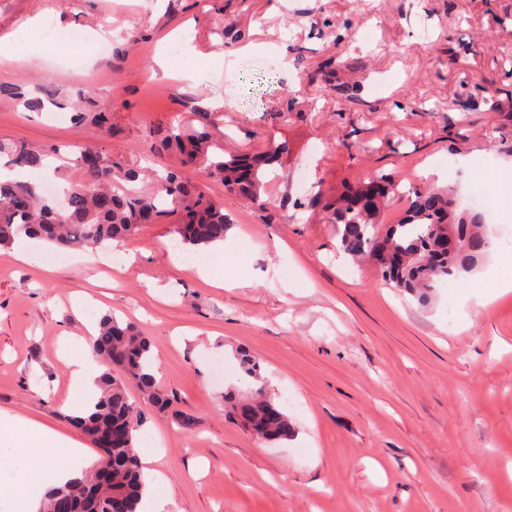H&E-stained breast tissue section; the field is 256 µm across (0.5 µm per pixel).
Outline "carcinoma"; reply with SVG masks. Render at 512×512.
Returning <instances> with one entry per match:
<instances>
[{"instance_id":"carcinoma-1","label":"carcinoma","mask_w":512,"mask_h":512,"mask_svg":"<svg viewBox=\"0 0 512 512\" xmlns=\"http://www.w3.org/2000/svg\"><path fill=\"white\" fill-rule=\"evenodd\" d=\"M150 149L157 154L174 151L185 167H198L206 178L218 181L228 193L252 203L265 204L263 166L285 150L281 143L256 156L225 155L209 132L169 124L150 132ZM58 149H36L24 142H0V156L15 167L36 169ZM82 181L64 191L62 202L27 182L0 183V248L21 236L47 240L61 248H93L133 237L143 224H154L169 212L177 214L174 232L191 247L224 240L229 220L197 184L170 171L157 180L149 194L112 186V158L92 146L73 151ZM372 182L385 185L386 194L372 202L363 185L349 187L332 201L314 197L309 206H322L327 222L336 225L341 248L355 259L373 261L384 281L399 292L426 303L438 282L476 270L490 246L485 218L462 208L452 188L414 191L403 217L380 226V215L397 191V174H376ZM92 347L104 367L100 395L80 416L70 417L93 443L115 426L125 429V440L103 452L112 461V473L102 480L93 463L82 476L51 488L42 512H110L117 501L121 512H137L145 488L142 463L135 449L136 432L147 420L143 408L172 414L177 424L191 431L196 420L175 407L174 396L157 382L152 370V345L132 323L103 316ZM136 388L144 407L130 402ZM226 407L258 439L285 442L297 430L291 418L261 390L232 395Z\"/></svg>"}]
</instances>
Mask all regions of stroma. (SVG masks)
<instances>
[{
    "label": "stroma",
    "mask_w": 512,
    "mask_h": 512,
    "mask_svg": "<svg viewBox=\"0 0 512 512\" xmlns=\"http://www.w3.org/2000/svg\"><path fill=\"white\" fill-rule=\"evenodd\" d=\"M51 23L80 38L77 64ZM21 28L40 51L0 52V83L57 104L31 112L1 96L0 140L58 148L56 184L80 180L70 142L203 182L231 220L215 270L234 285L186 267L168 218L96 250L31 239V263L1 249L0 412L57 432V467L75 445L83 465L99 458L68 420L81 397L67 358L96 326L91 307L150 338L157 380L197 421L187 432L152 415L136 436L166 475L168 512H512V293L496 294L512 251L421 305L340 251L335 225L307 206L397 170L387 224L426 186L499 196L512 0H0V37ZM345 84L356 98L339 94ZM83 86L110 125L74 124ZM477 86L496 100L464 106ZM201 109L227 152L287 144L264 176L265 206L177 155L149 157L150 129L197 126ZM241 349L260 378L245 375ZM259 387L292 418V440L262 443L225 414V391Z\"/></svg>",
    "instance_id": "stroma-1"
}]
</instances>
